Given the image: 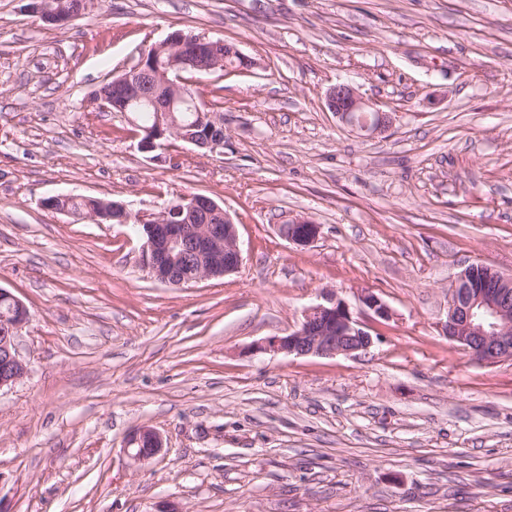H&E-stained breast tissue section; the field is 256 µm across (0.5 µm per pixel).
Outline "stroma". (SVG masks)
I'll list each match as a JSON object with an SVG mask.
<instances>
[{"label":"stroma","mask_w":512,"mask_h":512,"mask_svg":"<svg viewBox=\"0 0 512 512\" xmlns=\"http://www.w3.org/2000/svg\"><path fill=\"white\" fill-rule=\"evenodd\" d=\"M0 0V288L30 318L0 391V512H512V361L448 340V290L512 274V0H99L68 26ZM255 62L196 77L224 149L139 147L92 96L174 31ZM347 83L389 112L344 129ZM200 193L237 273L151 278L130 224L46 211L93 195L151 214ZM319 224L301 247L279 227ZM335 290L357 358L253 353ZM389 307L369 319L359 296ZM164 450L134 461L131 432ZM326 105L338 122L350 131L381 135L391 124L389 112L377 108L350 84L339 83L331 87L326 93Z\"/></svg>","instance_id":"1"}]
</instances>
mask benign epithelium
<instances>
[{
    "mask_svg": "<svg viewBox=\"0 0 512 512\" xmlns=\"http://www.w3.org/2000/svg\"><path fill=\"white\" fill-rule=\"evenodd\" d=\"M30 12L65 25L75 17H54L48 0H36ZM236 57L244 68L252 65L237 46L222 39L186 35L181 31L145 48L137 63L113 81L112 100L100 101L104 110L115 107L125 112L131 102L147 96L154 107L155 120L148 137L140 140L145 152L165 150L175 138L214 153L224 148V120L213 112H194V121L185 122L179 112H193L191 81L184 74L205 67L217 69L224 59ZM326 105L338 122L352 131L381 135L391 124L390 113L376 107L350 84L338 83L326 93ZM77 195H54L42 199L41 206L51 212L80 219L99 221V216L75 212L67 203ZM121 224L131 221L146 227L144 255L152 276L166 284L189 285L223 278L238 271L242 255L236 225L224 208L204 194L178 198L147 217L129 211L122 202L104 203L103 213ZM288 241L309 246L320 233V226L304 218L280 226ZM363 306L379 319L390 316L388 306L373 292L360 295ZM0 391L12 388L26 374L19 355L17 335L26 322L24 304L5 289H0ZM512 276L496 269L481 280L463 270L448 294L445 335L467 349L478 361L494 365L512 361ZM374 343L365 323L354 318L345 301L332 292L323 302L310 306L299 325L285 336H272L256 344L254 351L264 354L335 357L351 356L368 350ZM163 448L160 434L148 427L137 429L128 439L127 451L138 461L148 460Z\"/></svg>",
    "mask_w": 512,
    "mask_h": 512,
    "instance_id": "obj_1",
    "label": "benign epithelium"
}]
</instances>
